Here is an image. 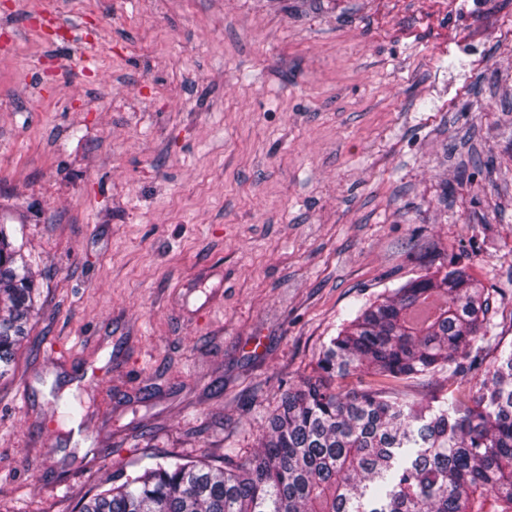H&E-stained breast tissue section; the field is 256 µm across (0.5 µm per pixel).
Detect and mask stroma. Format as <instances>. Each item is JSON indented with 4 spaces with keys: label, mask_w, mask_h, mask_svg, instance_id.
Segmentation results:
<instances>
[{
    "label": "stroma",
    "mask_w": 512,
    "mask_h": 512,
    "mask_svg": "<svg viewBox=\"0 0 512 512\" xmlns=\"http://www.w3.org/2000/svg\"><path fill=\"white\" fill-rule=\"evenodd\" d=\"M0 224L39 291L0 512L255 449L431 261L511 342L512 0H0Z\"/></svg>",
    "instance_id": "stroma-1"
}]
</instances>
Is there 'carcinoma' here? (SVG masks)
Listing matches in <instances>:
<instances>
[{
	"mask_svg": "<svg viewBox=\"0 0 512 512\" xmlns=\"http://www.w3.org/2000/svg\"><path fill=\"white\" fill-rule=\"evenodd\" d=\"M38 288L0 224V378L30 333ZM491 296L455 263L363 305L324 344L331 377L410 387L288 390L250 454L156 461L83 495L75 512H512V344H490Z\"/></svg>",
	"mask_w": 512,
	"mask_h": 512,
	"instance_id": "carcinoma-1",
	"label": "carcinoma"
}]
</instances>
